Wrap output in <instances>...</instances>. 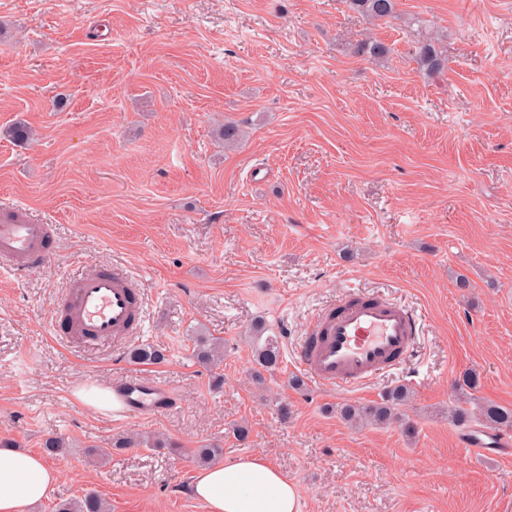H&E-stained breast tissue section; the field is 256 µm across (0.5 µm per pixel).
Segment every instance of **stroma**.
<instances>
[{"instance_id": "obj_1", "label": "stroma", "mask_w": 512, "mask_h": 512, "mask_svg": "<svg viewBox=\"0 0 512 512\" xmlns=\"http://www.w3.org/2000/svg\"><path fill=\"white\" fill-rule=\"evenodd\" d=\"M396 12L0 0V218L21 203L55 236L45 267L0 268V441L59 472L34 512L88 492L111 512H208L192 452L209 444L223 462L280 469L299 512H512V456L471 455L448 418L470 369L476 403L512 407V0H397ZM430 37L437 73L415 62ZM366 38L389 54L354 55ZM229 120L243 131L232 147L219 137ZM19 121L28 142L1 134ZM100 267L142 283L141 333L58 345L57 301ZM352 288L415 309L416 351L356 389L311 383L293 348ZM197 335L223 342V385L192 358ZM260 335L281 360L261 385ZM143 344L164 360L131 362ZM130 375L171 387L177 406L117 423L76 395ZM400 384L414 436L336 414ZM51 436L65 454L45 453ZM118 437L135 443L93 464L89 449Z\"/></svg>"}]
</instances>
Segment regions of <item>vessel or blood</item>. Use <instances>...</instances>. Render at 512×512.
I'll return each mask as SVG.
<instances>
[{"label":"vessel or blood","mask_w":512,"mask_h":512,"mask_svg":"<svg viewBox=\"0 0 512 512\" xmlns=\"http://www.w3.org/2000/svg\"><path fill=\"white\" fill-rule=\"evenodd\" d=\"M52 225L20 214L0 221V264L19 273L44 267L51 257ZM141 290L120 268L74 279L58 301L49 326L52 339L85 346L122 342L142 329ZM420 316L413 308L374 292H354L315 316L297 344L294 364L323 386L356 388L399 365L414 352ZM119 420L148 418L169 409L170 388L129 376L113 384ZM471 451L501 455L512 435L483 429L470 435Z\"/></svg>","instance_id":"b4317fda"}]
</instances>
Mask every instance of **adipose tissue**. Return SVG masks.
<instances>
[{"instance_id": "obj_1", "label": "adipose tissue", "mask_w": 512, "mask_h": 512, "mask_svg": "<svg viewBox=\"0 0 512 512\" xmlns=\"http://www.w3.org/2000/svg\"><path fill=\"white\" fill-rule=\"evenodd\" d=\"M58 479L41 457L0 448V512H32ZM193 494L209 512H298L296 485L258 456L201 471Z\"/></svg>"}]
</instances>
